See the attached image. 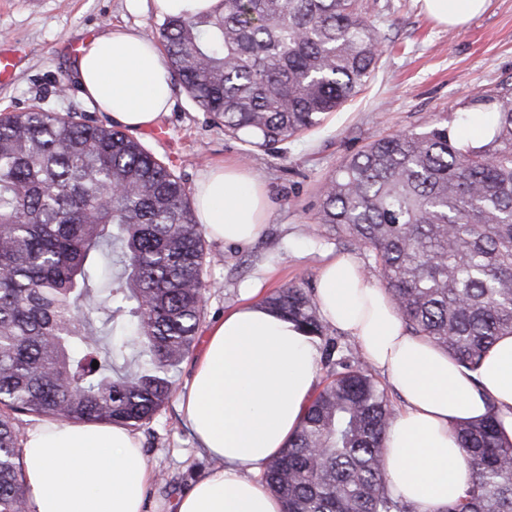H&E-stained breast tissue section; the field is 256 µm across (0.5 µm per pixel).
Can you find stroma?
Wrapping results in <instances>:
<instances>
[{"mask_svg":"<svg viewBox=\"0 0 512 512\" xmlns=\"http://www.w3.org/2000/svg\"><path fill=\"white\" fill-rule=\"evenodd\" d=\"M364 15L384 38L378 69L368 87L328 116L323 125L288 139L278 153L247 149L225 134L197 106L182 85L158 126L134 136L169 165L186 188L214 163H244L264 183L272 212L262 237L241 246L205 242L206 304L203 329L223 319L241 301V286L266 278L261 295L304 279L314 288L325 254L355 257L374 284L382 278L368 251L329 236L316 215L329 179L342 163L379 137L422 131L436 124L464 129L480 116L471 106L478 94L512 86V0H487L485 11L461 28L434 24L418 0H361ZM157 14L153 7L129 10L127 0H0V46L15 51L10 79L0 81V113L33 106L85 114L107 121L79 94L73 80L76 57L66 52L107 26L147 34ZM197 343L174 373L173 394L156 418L135 431L153 473L146 512H175L182 493L213 468L190 435L179 410L197 360Z\"/></svg>","mask_w":512,"mask_h":512,"instance_id":"1","label":"stroma"}]
</instances>
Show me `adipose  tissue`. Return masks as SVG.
Wrapping results in <instances>:
<instances>
[{"label":"adipose tissue","instance_id":"1","mask_svg":"<svg viewBox=\"0 0 512 512\" xmlns=\"http://www.w3.org/2000/svg\"><path fill=\"white\" fill-rule=\"evenodd\" d=\"M420 3L449 28L486 9V0ZM75 81L85 100L131 130L154 125L173 103L172 74L156 43L121 28L84 40ZM192 206L212 239L249 245L261 237L271 201L255 173L232 161L197 182ZM259 289L244 288L245 302L211 327L195 365L183 418L217 465L179 499L177 512H282L261 473L301 423L320 351L294 323L255 301ZM315 300L323 321L352 336L402 398L385 440L389 490L419 512H446L470 482L454 426L492 411L504 441L512 442V335L469 371L411 335L386 290L347 255L324 262ZM22 464L32 512H144L152 474L125 427L42 420L26 434Z\"/></svg>","mask_w":512,"mask_h":512}]
</instances>
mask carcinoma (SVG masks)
Segmentation results:
<instances>
[{
  "label": "carcinoma",
  "instance_id": "carcinoma-1",
  "mask_svg": "<svg viewBox=\"0 0 512 512\" xmlns=\"http://www.w3.org/2000/svg\"><path fill=\"white\" fill-rule=\"evenodd\" d=\"M153 27L192 101L253 147L318 127L382 53L359 0H220ZM473 101L498 115L491 138L462 146L439 124L376 139L318 212L371 253L408 331L469 369L512 335V87ZM204 264L185 186L137 140L37 106L0 117V512L29 499L15 416L140 427L165 406L198 340ZM264 303L321 342L327 369L263 473L284 512H416L386 485L385 389L327 337L304 281ZM456 433L471 481L446 512H512V444L495 416Z\"/></svg>",
  "mask_w": 512,
  "mask_h": 512
}]
</instances>
